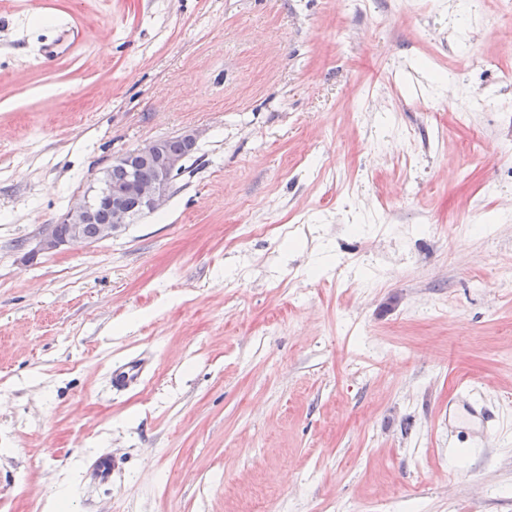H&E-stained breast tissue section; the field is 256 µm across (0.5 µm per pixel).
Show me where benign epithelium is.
I'll list each match as a JSON object with an SVG mask.
<instances>
[{
  "mask_svg": "<svg viewBox=\"0 0 512 512\" xmlns=\"http://www.w3.org/2000/svg\"><path fill=\"white\" fill-rule=\"evenodd\" d=\"M116 161L124 163L130 171L125 187L115 190L108 177H101L97 187L74 203L56 223L44 225L33 252L49 253L69 245L91 243L76 225L94 220L103 206L110 212V223L102 225L100 229V235L105 239L134 223L135 216L152 214L165 206L181 160L166 153L160 140L148 141L128 150L116 157ZM142 163L152 166V179L141 180L137 177L136 170ZM129 197L137 199L139 210L128 208Z\"/></svg>",
  "mask_w": 512,
  "mask_h": 512,
  "instance_id": "1",
  "label": "benign epithelium"
}]
</instances>
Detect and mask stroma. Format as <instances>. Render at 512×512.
<instances>
[{"mask_svg": "<svg viewBox=\"0 0 512 512\" xmlns=\"http://www.w3.org/2000/svg\"><path fill=\"white\" fill-rule=\"evenodd\" d=\"M505 2L0 0V512H512ZM187 130L162 210L34 253ZM84 34L81 29L75 26L73 23L67 22L62 25L60 34L51 44H48L43 48V59L45 62H51L55 60L60 54H62L70 44L75 41L82 39ZM146 372L142 360L134 359L111 372V384L115 389H127L137 384ZM459 429H468L484 437L495 431L492 416L476 402L468 404L463 412H458L448 401V436H454Z\"/></svg>", "mask_w": 512, "mask_h": 512, "instance_id": "stroma-1", "label": "stroma"}]
</instances>
